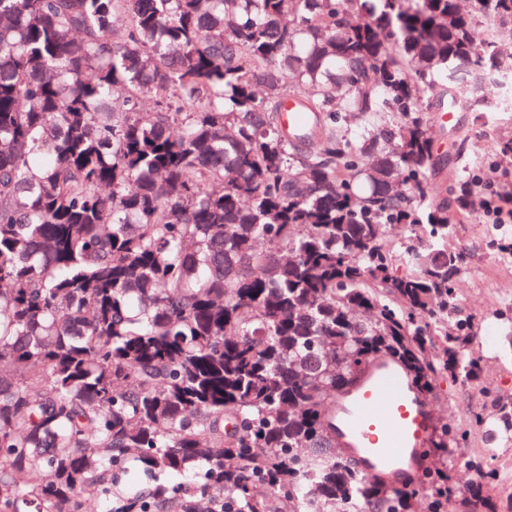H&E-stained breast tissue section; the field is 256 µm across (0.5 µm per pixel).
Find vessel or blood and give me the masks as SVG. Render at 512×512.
Returning <instances> with one entry per match:
<instances>
[{
	"label": "vessel or blood",
	"instance_id": "b4317fda",
	"mask_svg": "<svg viewBox=\"0 0 512 512\" xmlns=\"http://www.w3.org/2000/svg\"><path fill=\"white\" fill-rule=\"evenodd\" d=\"M336 428L362 472L400 487L421 470L429 406L407 374L380 356L354 388L337 396Z\"/></svg>",
	"mask_w": 512,
	"mask_h": 512
}]
</instances>
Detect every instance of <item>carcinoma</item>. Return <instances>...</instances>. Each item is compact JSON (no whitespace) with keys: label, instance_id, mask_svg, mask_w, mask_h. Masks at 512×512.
I'll return each instance as SVG.
<instances>
[{"label":"carcinoma","instance_id":"1","mask_svg":"<svg viewBox=\"0 0 512 512\" xmlns=\"http://www.w3.org/2000/svg\"><path fill=\"white\" fill-rule=\"evenodd\" d=\"M511 31L512 0H0V512H85L129 467L116 512H497L491 457L461 493L448 454L512 436L511 400L403 487L330 425L379 355L425 395L478 377L475 184L428 193L427 127L512 118Z\"/></svg>","mask_w":512,"mask_h":512}]
</instances>
